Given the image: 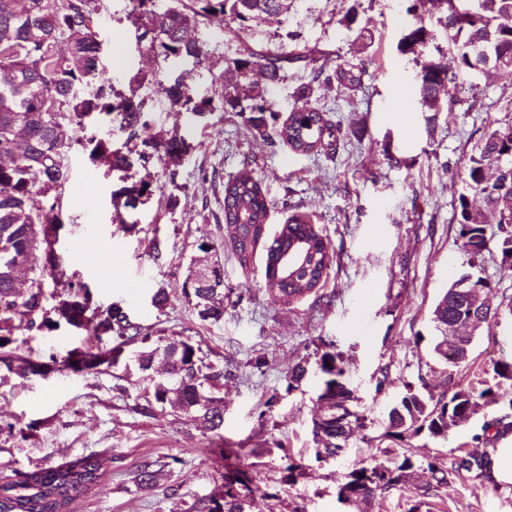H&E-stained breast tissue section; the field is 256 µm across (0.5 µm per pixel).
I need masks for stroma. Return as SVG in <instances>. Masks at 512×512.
<instances>
[{
	"mask_svg": "<svg viewBox=\"0 0 512 512\" xmlns=\"http://www.w3.org/2000/svg\"><path fill=\"white\" fill-rule=\"evenodd\" d=\"M132 0H103L94 30L101 43L96 84L123 87L140 70H156L144 92L157 126L178 131L195 151L169 178L163 165L151 173L161 194L136 219L143 231L113 224L111 193L118 181L104 165L75 146L66 159L70 179L61 196L67 242L85 240L98 255L118 257L112 291L104 293L97 269L79 273L96 302H121L135 321L166 337L200 342L224 377L214 394L224 405L221 434L202 432L170 408L146 417L136 409L144 385L137 367L100 368L68 375L58 371L0 384V478L55 467L90 454L103 461L98 481L72 512H187L221 489L212 448L248 449L239 461L253 501L250 512H356L338 499L344 474L412 452L416 459L451 463L468 452L512 448V431L479 442L485 426L512 413V381L501 383L499 403L481 405L469 423L447 439L425 436L402 442L385 437L387 409L404 385L439 393L446 380L461 387L492 381L493 364L512 356V316L485 327L466 364L451 368L433 351L431 310L458 270L471 269L490 285L492 302L512 295V272L500 266L497 247L470 263L455 215L469 194L467 167L491 128L512 124V71L461 74L450 88L452 110L424 112L417 69L401 53L411 18L405 0H292L288 14L223 27L199 22L203 63L155 68L127 19ZM353 23H345L347 12ZM315 51L328 66L366 56L372 63L358 90L314 80V68L289 64L286 78L267 87L280 118H287L300 87L315 88L311 105L338 124L333 146L317 156L293 153L276 135L258 137L234 112H211L197 121L170 110L160 87L170 70L187 72L193 88L214 95L232 59L260 50L275 56ZM253 169L271 202L267 235L294 214L309 215L330 241L328 279L306 297L284 304L265 290L264 249L240 265L224 224V184L242 167ZM167 257L154 262L155 241ZM212 249L201 254L198 245ZM207 256L224 270V318L201 321L183 294L192 260ZM170 295L165 310L150 302L154 288ZM87 332L60 330L47 339L28 336L22 353L38 362L84 344ZM333 343L346 363V380L367 418L338 456L317 461L311 418L316 410L317 355ZM304 365L295 385L288 372ZM391 385L377 390L379 379ZM172 458L150 487L137 484L140 465ZM300 464L295 483L284 480L288 462ZM423 465L410 481L376 499L368 512H512V479L452 473L435 495L423 497Z\"/></svg>",
	"mask_w": 512,
	"mask_h": 512,
	"instance_id": "obj_1",
	"label": "stroma"
}]
</instances>
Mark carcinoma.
Masks as SVG:
<instances>
[{
    "label": "carcinoma",
    "instance_id": "carcinoma-1",
    "mask_svg": "<svg viewBox=\"0 0 512 512\" xmlns=\"http://www.w3.org/2000/svg\"><path fill=\"white\" fill-rule=\"evenodd\" d=\"M128 19L136 27L137 39L161 62L191 60L201 63L206 57L203 44L191 36L199 19L220 27L224 16L239 20L278 16L288 11V0H182L159 8L156 0H133ZM407 13L414 14L415 27L404 37L402 52L415 55L418 94L425 112H441L454 106L445 89L456 80L457 72L440 63L419 56V48L427 43L429 30L423 24L429 0H408ZM100 10L99 0H25L21 9L13 0H0V156L10 159L0 165V370L18 377L39 374V366L18 353V335L23 331L51 336L62 328L78 331L93 325L91 344L74 348L63 357L62 364L74 374H83L105 365L119 364L127 347L139 345L138 370L148 380L138 404L141 414L151 416L157 407L170 406L189 417L203 431L220 433L224 427V409L212 390L224 378V369L205 362L201 347L189 337L165 341L134 321L119 303L103 309L93 300L89 285L77 274L68 281V290L59 294L51 285L68 276L63 260L33 266L35 239L48 241L59 235L63 226L60 197L69 180L64 164L66 157L80 140L75 127L95 114L111 118L118 131L127 134L126 143L133 147L113 148L112 140L95 135L85 140L90 156L105 163L109 170L124 173L127 182L111 193L112 220L124 225L125 232L139 233L137 221H128L146 205L160 186L146 175L135 178L136 168L147 169L155 162L174 168L182 165L195 146L176 131L157 128L151 121V99L141 90L153 82L141 71L130 77L127 88L117 91L100 86L92 93L82 87L91 83L98 70L100 44L90 28ZM464 17L455 18L452 10L439 13L437 23L447 32L456 50L457 68L478 70L485 66L512 67V0H466L461 8ZM306 54L286 53L270 57L250 52L232 60L228 70L235 74L231 82H223L221 95H200L186 74L169 77L163 93L170 108L186 111L195 118L221 109L237 112L259 136L266 135L269 121H277V111L263 91L250 81L254 70L264 72L266 84L274 86L285 78V65L305 60ZM371 60L360 58L334 67L326 80H336L344 89H358L363 83ZM313 88L300 94L288 118L276 134L298 155H315L325 147L324 141L335 135L334 125L323 111L309 104ZM512 151V125L492 129L480 156L470 158L467 177L472 196H460L459 238L470 256L469 264L483 257L490 225H497L500 240L512 239V222L502 223L503 208L498 204L497 184L485 180L486 168L500 163ZM270 202L254 172L243 168L224 183V224L232 240L240 265L249 263L258 244L266 252L265 287L277 301L290 304L312 293L328 275L332 263L330 243L316 230L306 214L288 218L273 238L262 234L267 224ZM305 247L295 269L285 274L277 269L280 259L290 250ZM188 301L193 303L203 321L224 319V271L219 265L212 270L198 267L189 271L183 286ZM470 306L464 295L444 294L433 309V320L442 333L435 351L448 366L457 367L468 360L474 334L460 338V345L448 353V319L466 320ZM167 362V374L154 377L150 370L155 359ZM322 375L318 398L338 388L347 394L345 370L341 356L334 351L322 353L317 363ZM394 401L388 422L393 417L407 422L408 434L387 431L390 438L412 439L423 433L433 439L448 437L443 431L446 418L468 423L469 406L498 403L501 395L491 386L481 390L459 388L423 397L409 384ZM312 434L319 446L316 459L334 456L340 448L336 439V420L325 426L312 417ZM210 452L224 462V506L197 512H246L241 492L251 493L242 471L230 462L239 452L233 448H212ZM413 455L400 460L360 466L345 476L343 486L373 485L381 496L402 483L405 472L416 466ZM170 465L165 460L144 462L136 474L140 485L149 486L155 476ZM489 454L481 458L459 457L451 468L456 471L490 473ZM101 461L95 455L52 469H33L17 482L0 486V512H69L71 504L84 495L99 478ZM435 484L423 495L447 483L448 469L442 462H427Z\"/></svg>",
    "mask_w": 512,
    "mask_h": 512
}]
</instances>
